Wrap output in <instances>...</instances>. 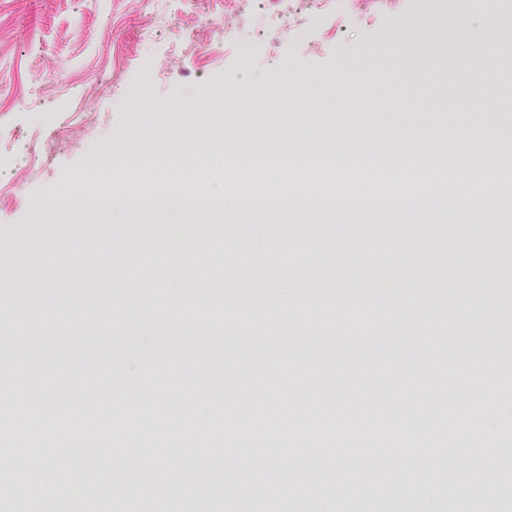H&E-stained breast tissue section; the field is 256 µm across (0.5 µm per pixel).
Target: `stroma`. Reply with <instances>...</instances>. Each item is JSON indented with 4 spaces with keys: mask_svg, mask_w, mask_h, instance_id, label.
<instances>
[{
    "mask_svg": "<svg viewBox=\"0 0 512 512\" xmlns=\"http://www.w3.org/2000/svg\"><path fill=\"white\" fill-rule=\"evenodd\" d=\"M461 5L336 0L332 14L313 16L283 0H0V341L20 334L41 348L22 373L21 408L0 429V505L25 512L11 481L18 457L33 460L36 492L65 497L53 461L80 422L93 421L95 441L113 451L134 446L127 406L137 400L139 429L168 436L151 492L132 457L71 458L110 512H183L170 472L207 512H259L284 495L311 512H326L332 499L345 512H443L433 461L447 459L461 481L478 466L495 476L512 465V404L471 418L474 396L494 398L512 384L499 367H477L487 345L512 351V323L483 315L488 306L512 311V288L502 285L512 279V178L503 168L485 176L489 203L455 213L435 204L377 220L343 207L329 188L322 195L335 206L285 213L226 209L173 223L160 211L97 210L104 188L125 191L127 167L141 166L142 182L153 183V161L172 182L186 177L183 159L213 168L196 186L206 196L220 188L231 146L255 161L313 166L330 154L340 167L386 161L420 174L452 143L458 170L467 150L495 158L498 129L512 126L501 84L478 71L449 82L443 54L467 58L459 36L473 28L487 36L490 69L512 74L499 38L512 17L503 0H484L466 22ZM229 12L236 39L253 47L250 63L212 26ZM148 71L150 97L132 96ZM474 98L482 115L468 109ZM90 169L93 182L78 180ZM56 241L70 245L60 262L29 266L30 249ZM202 262L218 268L223 290L196 278ZM185 280L198 311L181 322L150 319L159 296L184 309ZM447 295L469 320L449 321L440 348L426 350ZM321 308L335 318L310 330L304 314ZM234 313L249 326L228 351L214 325ZM200 342L212 357H197ZM100 382L105 392H96ZM295 387L300 399L287 402ZM271 401L292 409L274 420L278 455L240 478L236 461ZM447 411L458 433L477 430L480 452L450 447L429 426ZM319 415L337 433L353 418L395 417V445L335 441L330 468L319 472L309 459L315 440L298 426ZM45 419L54 447L15 442ZM188 433L192 460L179 445ZM270 469L281 483L268 484ZM383 481L403 499L377 505ZM218 485L227 499L211 498Z\"/></svg>",
    "mask_w": 512,
    "mask_h": 512,
    "instance_id": "1",
    "label": "stroma"
}]
</instances>
